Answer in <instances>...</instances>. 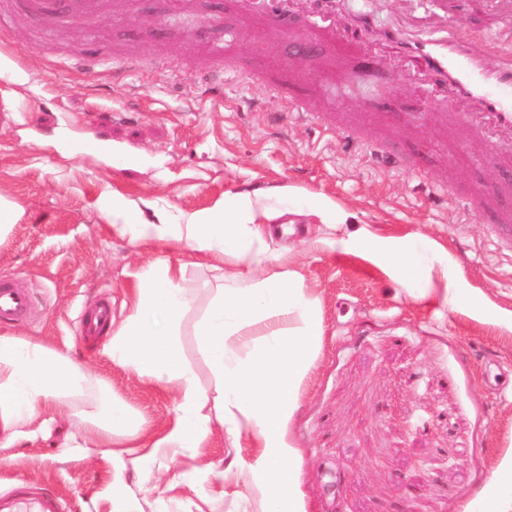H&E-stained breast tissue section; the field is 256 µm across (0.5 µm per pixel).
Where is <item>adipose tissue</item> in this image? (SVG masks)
Returning a JSON list of instances; mask_svg holds the SVG:
<instances>
[{"instance_id":"adipose-tissue-1","label":"adipose tissue","mask_w":512,"mask_h":512,"mask_svg":"<svg viewBox=\"0 0 512 512\" xmlns=\"http://www.w3.org/2000/svg\"><path fill=\"white\" fill-rule=\"evenodd\" d=\"M274 205L288 212L313 211L326 224L348 219L345 211L290 189L281 190ZM112 216L131 244L156 241L219 259L230 254L242 265L221 274L195 325L197 348L211 375L207 387L200 385L180 339L182 321L195 302L197 264L156 260L138 275L131 312L113 329L106 351L141 382L176 395L175 422L154 450L200 448L212 422L220 421L231 447L254 451L246 466L248 485L263 492V512H302L297 451L286 432L321 348L316 298L298 275L263 268V232L245 196L225 197L213 209L186 215L181 224L143 222L119 201L112 204ZM438 261L428 239L413 237L392 245L387 264L397 282L419 285L423 297L445 308L466 306L470 297L453 286L451 270L443 272L445 288L431 286L428 274ZM90 383L91 372L68 353L22 336L0 335V446L30 438L28 426L39 416L74 409ZM76 417L84 437L66 438L68 448H108L113 438L131 439L141 430L138 418L103 383L96 411H77Z\"/></svg>"}]
</instances>
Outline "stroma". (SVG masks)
Listing matches in <instances>:
<instances>
[{"instance_id": "obj_1", "label": "stroma", "mask_w": 512, "mask_h": 512, "mask_svg": "<svg viewBox=\"0 0 512 512\" xmlns=\"http://www.w3.org/2000/svg\"><path fill=\"white\" fill-rule=\"evenodd\" d=\"M19 2L0 0V202L16 213L0 241V279L34 298L0 334L70 351L143 427L136 447L117 454L65 450L78 429L69 412L55 415L32 440L0 447V495L24 486L56 498L59 512H261L245 471L228 481L205 475L250 459V449L230 448L220 423L204 448L153 451L175 421L174 393L114 364L105 339L81 340L77 316L108 297L123 320L147 262L200 263L191 249L135 247L112 231L113 195L146 222L178 224L225 194L262 203L288 186L348 214L333 228L313 213L278 214L272 226L295 232L263 255L270 271L300 275L324 330L287 431L304 512H467L490 497L512 455V241L492 244L493 210L467 201L512 180V169L469 160L470 131L423 111L400 67L380 83L357 77L345 95L332 93L333 75L314 77L308 60L285 71L288 37L245 17L239 0H112L107 14L48 31ZM342 7L380 30L409 4ZM455 13L489 64L512 60V39L490 38L488 0H459ZM229 28L240 32L231 44ZM133 58L148 69H123ZM228 60L230 80L208 79ZM283 87L309 97L317 120L289 111ZM438 184L451 194H436ZM416 236L441 249L470 305L408 295L360 248ZM216 276L201 265L181 328L205 386L193 326Z\"/></svg>"}]
</instances>
